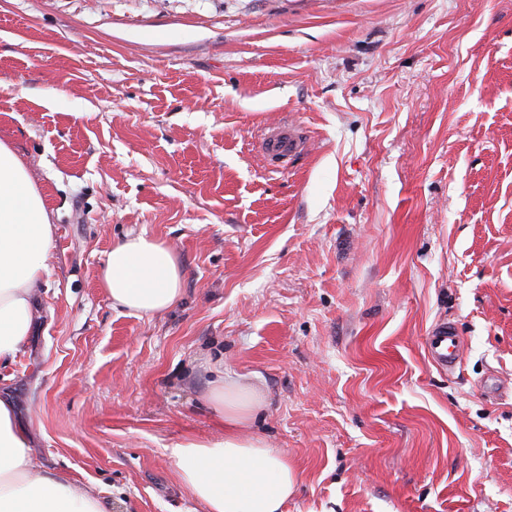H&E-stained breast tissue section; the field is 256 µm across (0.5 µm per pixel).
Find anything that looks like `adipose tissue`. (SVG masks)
<instances>
[{"label":"adipose tissue","mask_w":512,"mask_h":512,"mask_svg":"<svg viewBox=\"0 0 512 512\" xmlns=\"http://www.w3.org/2000/svg\"><path fill=\"white\" fill-rule=\"evenodd\" d=\"M54 226L44 199L12 147L0 141V361L14 359L34 325L36 291L47 272ZM100 283L113 307L149 316L181 295V268L161 240L144 234L113 245ZM207 400L224 434L172 448L179 481L204 512H284L297 477L288 458L254 430L265 407L255 386L229 376ZM0 512H105L95 487L35 470L12 403L0 398Z\"/></svg>","instance_id":"adipose-tissue-1"}]
</instances>
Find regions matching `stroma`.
<instances>
[{
    "label": "stroma",
    "instance_id": "1",
    "mask_svg": "<svg viewBox=\"0 0 512 512\" xmlns=\"http://www.w3.org/2000/svg\"><path fill=\"white\" fill-rule=\"evenodd\" d=\"M0 140L54 224L0 368L41 468L203 512L169 450L223 433L220 367L266 395L285 512H512V0H0ZM139 233L183 274L150 317L100 285ZM294 124L288 123L280 126L270 133L262 142V152L270 158H276L282 162L291 159L298 152L300 142L295 136ZM466 343L455 326L440 322L424 336V347L432 363L443 372H453L461 361Z\"/></svg>",
    "mask_w": 512,
    "mask_h": 512
}]
</instances>
